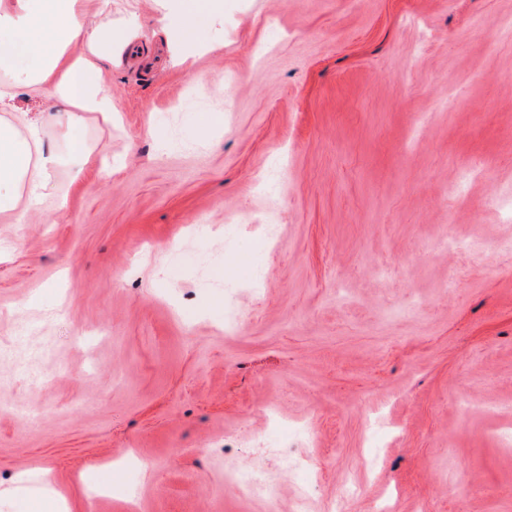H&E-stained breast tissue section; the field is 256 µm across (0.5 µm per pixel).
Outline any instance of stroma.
<instances>
[{
    "instance_id": "stroma-1",
    "label": "stroma",
    "mask_w": 512,
    "mask_h": 512,
    "mask_svg": "<svg viewBox=\"0 0 512 512\" xmlns=\"http://www.w3.org/2000/svg\"><path fill=\"white\" fill-rule=\"evenodd\" d=\"M219 4L177 65L165 0H112L131 46L112 125L84 129L96 165L43 127L56 211L0 222V482L107 487L78 512H292L304 485L326 512L346 480L367 490L349 512L392 490L397 512H512V221L491 202L512 194V0ZM449 230L471 250H438ZM271 403L313 428L309 470L263 448ZM385 406L401 433L372 472L362 415ZM131 450L142 467L109 466ZM234 481L245 493L274 502L278 488L266 480V478L248 467L238 469L234 474Z\"/></svg>"
}]
</instances>
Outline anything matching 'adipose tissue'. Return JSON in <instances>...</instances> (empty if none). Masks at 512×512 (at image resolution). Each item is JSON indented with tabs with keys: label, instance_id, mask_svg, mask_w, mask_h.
Listing matches in <instances>:
<instances>
[{
	"label": "adipose tissue",
	"instance_id": "obj_1",
	"mask_svg": "<svg viewBox=\"0 0 512 512\" xmlns=\"http://www.w3.org/2000/svg\"><path fill=\"white\" fill-rule=\"evenodd\" d=\"M112 0H0V212L14 222L45 210L60 157L42 138V122L14 102H45L65 127L82 165L94 150L82 130L88 119L112 122V96L104 67L112 60ZM210 0H183L163 16L177 62L207 49ZM79 52H72V45Z\"/></svg>",
	"mask_w": 512,
	"mask_h": 512
}]
</instances>
